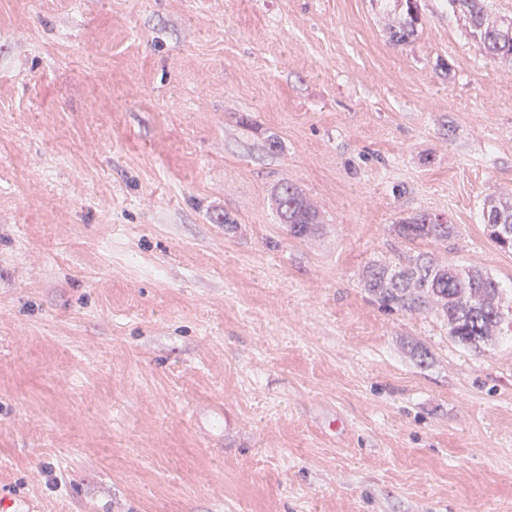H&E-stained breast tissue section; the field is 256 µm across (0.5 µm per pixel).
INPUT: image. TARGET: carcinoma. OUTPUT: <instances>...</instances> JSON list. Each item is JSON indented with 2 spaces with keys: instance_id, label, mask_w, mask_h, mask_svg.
Returning <instances> with one entry per match:
<instances>
[{
  "instance_id": "1",
  "label": "carcinoma",
  "mask_w": 512,
  "mask_h": 512,
  "mask_svg": "<svg viewBox=\"0 0 512 512\" xmlns=\"http://www.w3.org/2000/svg\"><path fill=\"white\" fill-rule=\"evenodd\" d=\"M478 40L484 56L493 61L512 62V17L491 14L486 0H448ZM398 25L389 29L390 38L400 44L415 34L417 0H396ZM281 223L296 240L312 236L320 217L303 192L293 183L275 191ZM482 218L489 239L502 250H512V198L484 200ZM395 233L405 241H448L456 227L439 214L418 212L399 219ZM365 290L382 309L389 312H432L448 322V336L459 347L481 354L497 336L512 335V310H504L505 288L487 272L441 263L419 253L392 266L368 267Z\"/></svg>"
}]
</instances>
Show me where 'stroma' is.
<instances>
[{"instance_id": "1", "label": "stroma", "mask_w": 512, "mask_h": 512, "mask_svg": "<svg viewBox=\"0 0 512 512\" xmlns=\"http://www.w3.org/2000/svg\"><path fill=\"white\" fill-rule=\"evenodd\" d=\"M418 9L398 45L381 0H0V486L36 512H512V339L465 351L361 282L430 252L512 283L481 219L512 189V64ZM418 211L456 236L398 238ZM275 203L281 224L296 240L312 236L321 224L320 217L303 192L293 183L280 184L275 191Z\"/></svg>"}]
</instances>
